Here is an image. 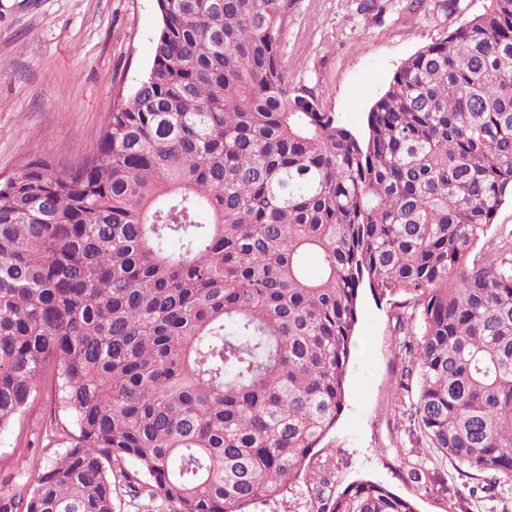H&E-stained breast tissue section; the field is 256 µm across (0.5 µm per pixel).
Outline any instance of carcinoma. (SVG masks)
Listing matches in <instances>:
<instances>
[{
	"label": "carcinoma",
	"mask_w": 512,
	"mask_h": 512,
	"mask_svg": "<svg viewBox=\"0 0 512 512\" xmlns=\"http://www.w3.org/2000/svg\"><path fill=\"white\" fill-rule=\"evenodd\" d=\"M156 5L94 151L0 180V428L46 384L67 418L0 512H112L114 474L172 512H254L301 479L316 512H417L311 466L365 291L404 298L425 445L511 481L512 227L473 251L512 196V0L407 58L363 136L293 81L294 0Z\"/></svg>",
	"instance_id": "1"
}]
</instances>
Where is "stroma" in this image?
<instances>
[{
  "instance_id": "1",
  "label": "stroma",
  "mask_w": 512,
  "mask_h": 512,
  "mask_svg": "<svg viewBox=\"0 0 512 512\" xmlns=\"http://www.w3.org/2000/svg\"><path fill=\"white\" fill-rule=\"evenodd\" d=\"M284 40L294 78L326 111L361 133L366 116L405 59L480 14L485 0H294ZM156 0H0V177L33 156L68 164L91 152L117 93L129 92L153 60ZM398 309L361 297L345 408L314 465L331 467L330 489L371 479L415 501L418 512H512V482L460 505L483 473H459L425 447L408 401L399 399ZM50 390L0 430V492H28L61 454ZM427 484L408 479L410 467Z\"/></svg>"
}]
</instances>
